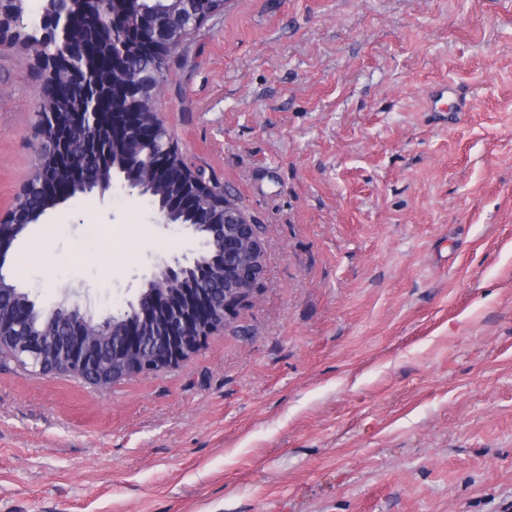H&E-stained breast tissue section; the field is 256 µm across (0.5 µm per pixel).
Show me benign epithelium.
Returning a JSON list of instances; mask_svg holds the SVG:
<instances>
[{"instance_id":"7a95c632","label":"benign epithelium","mask_w":512,"mask_h":512,"mask_svg":"<svg viewBox=\"0 0 512 512\" xmlns=\"http://www.w3.org/2000/svg\"><path fill=\"white\" fill-rule=\"evenodd\" d=\"M25 0H0V53L21 49L33 61L43 81V96L39 108L45 109L48 119L37 126L39 162L34 175L41 180V187L48 198L73 199L93 192V189L73 171L71 179L59 183V173L54 162L67 149L65 140L58 138L57 129L63 117L61 109L67 104L58 92L59 62L57 54L49 49L55 33L70 38L73 45L80 44L81 36L75 30L77 13L74 0H46L39 21H24L22 4ZM140 0H113L109 17L98 26V36L112 55V75L122 76L131 60L148 50L153 60L167 63L168 56L176 47L177 33L184 26L193 29L199 24L194 0H183L181 18H170L164 14L145 10ZM83 55L74 50L69 61L72 78L80 83L75 103L89 112L97 122L85 143L84 160L89 164H104L107 154L100 152L99 135H120L124 139L123 164L112 179L121 181V188L131 197L145 201L156 224L174 225L176 212L184 210L192 216L188 224L177 228L199 241L201 249L185 252L152 266L140 277L136 295L126 301L125 306L96 319L92 318L77 301L69 298L48 306L51 318L63 328L60 336H41L32 329V308L36 300L29 293L15 298L10 303L8 319L0 324V357L6 356L17 366L31 373L50 376L57 374L81 378L94 387L107 391L121 379H90L87 369L98 360L96 338L107 337L110 352L133 361L132 376H146L172 368L196 354L206 339L224 330L234 320L236 309L252 298L259 283L256 269L242 260V233H250L259 239L260 225L252 223L247 215L231 199L224 196L222 187L207 177L201 169H192L191 185L172 196L173 204L162 207L155 204L158 188L170 180V156L177 149L172 142L154 154V183H139L127 176L141 164L140 147L153 144L162 137L164 123L158 113L145 111L148 103L156 102L162 85L148 75L120 82L108 81L97 73L84 70ZM110 101L112 116L127 114L131 119L117 126L98 121L99 109L104 101ZM211 194L224 204V220L239 224L242 232L229 236L224 248L218 251L219 259L212 262V280L222 281L228 277L238 282L243 291L226 296L218 289L205 284L193 293L181 291L158 300L162 288H177L195 272L204 255L210 252L211 244L205 234L209 226L207 213L198 206L197 196ZM33 214L24 211L15 203L3 216L0 215V287L7 281L3 273L4 254L9 250L18 234L32 223ZM153 307L164 321L165 335L161 343L151 346L148 335L131 320L133 313Z\"/></svg>"}]
</instances>
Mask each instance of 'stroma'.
<instances>
[{"mask_svg": "<svg viewBox=\"0 0 512 512\" xmlns=\"http://www.w3.org/2000/svg\"><path fill=\"white\" fill-rule=\"evenodd\" d=\"M41 94L0 55V215ZM157 109L263 225L258 292L106 392L1 363L0 512H512V0H228ZM46 220L6 269L99 315L198 246L117 187Z\"/></svg>", "mask_w": 512, "mask_h": 512, "instance_id": "stroma-1", "label": "stroma"}]
</instances>
